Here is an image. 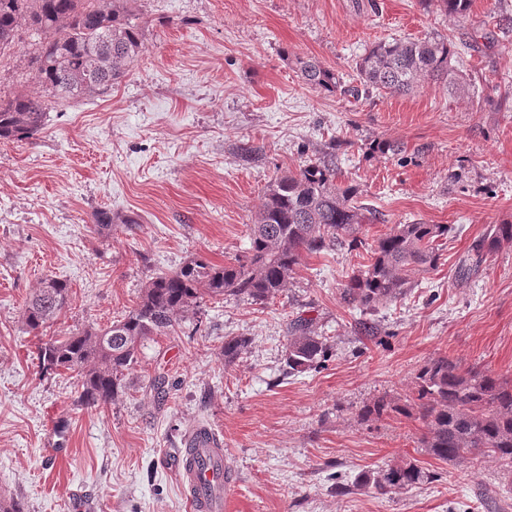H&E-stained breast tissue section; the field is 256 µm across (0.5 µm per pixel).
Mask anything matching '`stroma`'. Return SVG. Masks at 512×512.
<instances>
[{
  "label": "stroma",
  "mask_w": 512,
  "mask_h": 512,
  "mask_svg": "<svg viewBox=\"0 0 512 512\" xmlns=\"http://www.w3.org/2000/svg\"><path fill=\"white\" fill-rule=\"evenodd\" d=\"M142 51L110 94L58 106L32 138L0 141V497L25 512H187L165 456L208 426L224 443L230 512H512L499 463L422 452L419 421L364 420L383 394L405 396L445 354L512 378V245L467 270L475 239L512 224V0H473L469 16L436 0H136ZM476 40L450 94L425 80L405 95L355 99L307 84L300 61L357 82L367 50L392 39ZM39 38L20 28L0 53V96H38ZM399 154L372 151L375 141ZM253 147L252 156L244 148ZM335 151L338 180L379 213L364 247L306 254L266 305L209 298L139 349L125 388L77 401L76 377L41 375L23 311L46 278L71 300L57 335L121 319L152 277L202 255L221 265L249 247L268 183ZM98 211L117 222L99 231ZM135 226L121 224L122 216ZM446 224L437 268L380 305L365 332L340 298L367 245L399 224ZM329 337L325 366L290 375L289 322ZM250 338L225 362V337ZM165 374L157 393L152 379ZM66 421L57 435L58 421ZM433 482L392 495L358 477L398 459Z\"/></svg>",
  "instance_id": "1"
}]
</instances>
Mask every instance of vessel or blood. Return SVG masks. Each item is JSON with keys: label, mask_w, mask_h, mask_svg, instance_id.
Here are the masks:
<instances>
[{"label": "vessel or blood", "mask_w": 512, "mask_h": 512, "mask_svg": "<svg viewBox=\"0 0 512 512\" xmlns=\"http://www.w3.org/2000/svg\"><path fill=\"white\" fill-rule=\"evenodd\" d=\"M175 467L190 512H226L224 448L209 428L188 435L175 453Z\"/></svg>", "instance_id": "b4317fda"}]
</instances>
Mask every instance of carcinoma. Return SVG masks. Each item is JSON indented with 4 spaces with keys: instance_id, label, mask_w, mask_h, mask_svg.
Instances as JSON below:
<instances>
[{
    "instance_id": "obj_1",
    "label": "carcinoma",
    "mask_w": 512,
    "mask_h": 512,
    "mask_svg": "<svg viewBox=\"0 0 512 512\" xmlns=\"http://www.w3.org/2000/svg\"><path fill=\"white\" fill-rule=\"evenodd\" d=\"M452 16L469 14L473 0H436ZM28 26L44 35L35 58L36 77L55 103H71L108 94L127 75L142 49L143 31L130 0H0V52L18 29ZM456 44L449 40H392L373 45L356 63L360 84L342 82L313 59L301 62L312 86L356 99L374 93L402 94L419 81H448L452 93L466 82L454 70ZM49 99L29 95L0 98V140L22 141L45 126ZM336 151L323 154L295 174L272 180L256 221L249 227L246 255L222 266L193 256L171 273L152 278L140 300L125 316L106 327L62 337L39 339L37 360L43 375L76 373L78 402L106 404L122 388L124 372L137 360L138 348L153 336L175 331L178 317L206 297L234 296L264 305L286 288L303 254L335 246L363 245L358 233L375 213L357 204L358 188L337 183ZM446 224H399L370 246L369 263L350 276L342 299L371 315L411 287L412 276L438 266ZM512 244V224H495L471 245L477 270L486 256ZM70 301L67 283H41L25 304L23 318L38 332L52 323ZM245 336L224 340V360L247 353ZM332 346L301 315L290 322L285 365L288 374L322 366ZM398 414L415 417L424 432L418 440L427 455L456 462L491 457L512 477V380L488 369L464 370L443 354L430 359L415 376L404 400L386 395L364 409L366 418ZM435 479L411 460L387 463L361 475L363 485L380 495L410 490Z\"/></svg>"
}]
</instances>
